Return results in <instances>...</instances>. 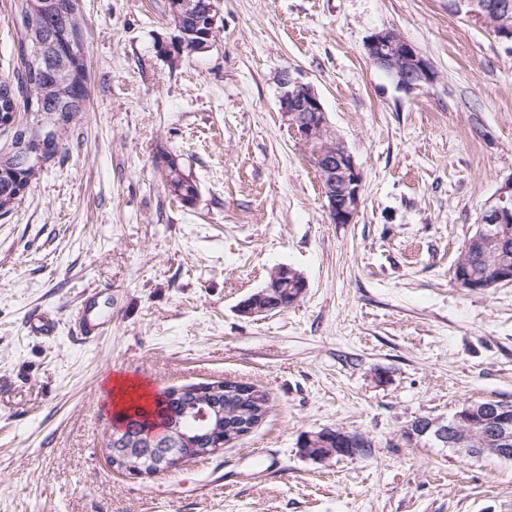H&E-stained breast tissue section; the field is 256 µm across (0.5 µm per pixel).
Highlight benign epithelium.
I'll use <instances>...</instances> for the list:
<instances>
[{"label": "benign epithelium", "mask_w": 512, "mask_h": 512, "mask_svg": "<svg viewBox=\"0 0 512 512\" xmlns=\"http://www.w3.org/2000/svg\"><path fill=\"white\" fill-rule=\"evenodd\" d=\"M448 12L463 14L489 30L495 40L512 51V4L507 0L490 3L488 0H448ZM221 13V0H213L206 13L210 28L206 41L186 45L184 35L177 37V54H193L209 47ZM365 52L371 64L384 71L403 90L421 88L434 81L435 72L419 50L396 29H383L369 37ZM280 112L298 143L317 148L315 157L322 183V195L329 219L334 224H351L362 203L363 173L354 155L328 125L321 98L315 88L290 72L279 78ZM43 164V139L26 142L22 146L20 167L38 168ZM512 247V183L497 198L482 207L476 230L469 241L470 252L484 260L481 278L469 274V264L460 262L454 267L455 283L468 291H484L499 284L512 282V261L507 251ZM292 289L288 304L297 303L308 288L305 278L289 267L274 270L265 287L251 294L240 305V311L249 316L268 315L283 310L282 291ZM211 388L197 386L192 390L196 402L192 419L197 435L183 432L181 423H167L151 432L132 431L121 422L116 423L107 446L108 455L122 464L125 473L132 476H152L163 472L153 452L166 446L196 448L209 440L210 454L224 448V434L214 423ZM413 440L433 438L448 445L461 455L480 458L486 454L499 458L512 457V414L497 408L479 410L467 404L450 418L417 417L406 427ZM342 441L343 448H331L329 453L316 457L326 461L333 457H355L368 452L354 447L355 439L341 429H326L303 438L311 446L320 447L330 437ZM481 447H475V443Z\"/></svg>", "instance_id": "benign-epithelium-1"}]
</instances>
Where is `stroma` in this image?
Segmentation results:
<instances>
[{
  "mask_svg": "<svg viewBox=\"0 0 512 512\" xmlns=\"http://www.w3.org/2000/svg\"><path fill=\"white\" fill-rule=\"evenodd\" d=\"M15 4L0 0V76L19 66ZM79 7L87 111L0 215V512H512V461L403 437L418 416L512 404V283L453 280L512 182V53L448 0H223L209 48L176 59L168 0ZM385 28L433 83L400 90L368 61ZM286 70L363 171L354 223H331L282 118ZM171 159L193 202L165 187ZM281 266L304 297L241 315ZM88 295L109 322L92 342ZM38 314L53 336L30 333ZM115 375L154 395L246 382L269 410L215 455L135 477L105 450ZM326 428L370 453L303 458Z\"/></svg>",
  "mask_w": 512,
  "mask_h": 512,
  "instance_id": "obj_1",
  "label": "stroma"
}]
</instances>
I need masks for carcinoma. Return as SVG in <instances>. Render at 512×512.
I'll list each match as a JSON object with an SVG mask.
<instances>
[{"label":"carcinoma","mask_w":512,"mask_h":512,"mask_svg":"<svg viewBox=\"0 0 512 512\" xmlns=\"http://www.w3.org/2000/svg\"><path fill=\"white\" fill-rule=\"evenodd\" d=\"M209 0H196L192 11L184 14L182 28L188 42L205 41L206 12ZM17 21L21 34L20 64L17 80L0 79V116L6 118L23 108V112H58L63 117L60 138L67 137L71 125L87 110L88 74L82 41L78 0H17ZM14 150L0 152V187L16 186L21 190L39 174L25 175V182L14 178ZM170 163L165 176L169 191L184 202L198 194L196 182L176 172ZM214 402L224 409V432L237 438L243 423L245 403L241 397L216 384Z\"/></svg>","instance_id":"cac0c4a2"}]
</instances>
